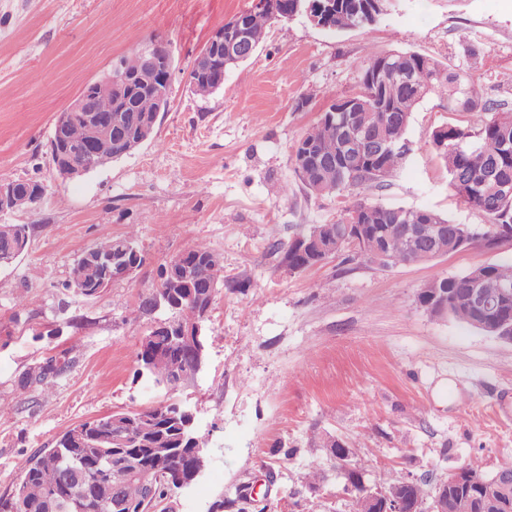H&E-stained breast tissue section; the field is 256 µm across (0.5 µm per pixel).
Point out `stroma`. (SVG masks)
<instances>
[{
    "label": "stroma",
    "instance_id": "stroma-1",
    "mask_svg": "<svg viewBox=\"0 0 512 512\" xmlns=\"http://www.w3.org/2000/svg\"><path fill=\"white\" fill-rule=\"evenodd\" d=\"M253 0H0V181L39 179L44 202L0 215L26 224L30 244L0 266V496L21 460L66 429L172 399L187 404L209 464L173 512H211L240 482L274 470L272 501L302 512H349L338 477L304 492L308 464L340 439L370 482L406 473L428 486L470 460L512 466V344L417 302L437 277L511 263L512 243L469 248L393 268L345 251L294 272L269 247L339 221L350 198L308 193L293 170L297 141L334 101L356 92L367 54L413 51L469 71L483 98L512 102V0H396L374 25L331 32L305 18L271 26L254 57L210 96L189 71L211 33ZM174 58L170 106L155 139L75 179L46 154L55 118L88 82L149 39ZM478 115L431 94L412 115L411 152L384 188L361 198L483 223L448 185L429 135ZM135 234L144 257L129 279L92 296L68 289L74 260ZM206 244L244 290H219L204 323L200 369L176 391L134 378L154 319L140 297L175 253ZM54 360L49 391L25 376ZM296 449L295 457L272 448Z\"/></svg>",
    "mask_w": 512,
    "mask_h": 512
}]
</instances>
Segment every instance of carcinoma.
I'll use <instances>...</instances> for the list:
<instances>
[{
	"label": "carcinoma",
	"mask_w": 512,
	"mask_h": 512,
	"mask_svg": "<svg viewBox=\"0 0 512 512\" xmlns=\"http://www.w3.org/2000/svg\"><path fill=\"white\" fill-rule=\"evenodd\" d=\"M362 0H336V11L327 20V30L343 32L350 24L361 21ZM247 31L259 40H265L272 21L268 12L253 9L242 15ZM236 63L224 59V66L216 67L207 76L189 73V83L195 93L210 95L224 83V74ZM439 92L447 100L450 112H477L482 119L474 126L448 124L433 130L430 142L443 158L448 170V184L464 205L481 212L489 221L484 226L459 224L447 216L428 209L405 206H381L364 199L355 200L339 220L341 224H367L386 233L388 261L385 266L413 261V253L402 227L405 224L448 225V251L482 239L492 245L491 227H512V194L503 193L499 185L512 183V107L506 102L483 99L480 90L467 73L452 69L442 62L416 52L396 51L386 55L371 54L364 61L360 79V93L353 97L351 110L333 115L323 112L298 140L296 159L303 161L294 172L303 187L317 195L338 194L364 186L381 185L388 173L409 154L410 142L406 138L412 114L430 92ZM88 98L95 109L110 119L115 129L126 130V136L100 139L95 145L94 160L108 163L142 137L138 130H130L134 115L151 116L157 110L160 97L171 95V88L161 80L145 92H136L128 110L114 103L111 97L99 94L97 88L87 89ZM360 133L377 137L387 148L377 157L361 152V147L349 152L344 146L342 130L346 126ZM89 113L74 112L64 126L58 142H49L48 155L52 164L58 162L61 144L81 143L88 138ZM330 163H325V160ZM42 181L26 179L16 181L17 198L21 206L35 205V195ZM29 226L26 224H0V258L20 248H28ZM122 245L136 246L133 237L109 239L94 246L96 255L108 257L116 254ZM281 254V262L288 269L300 272L315 267L319 260L305 257L292 250V245H274ZM218 287L235 291L247 283L224 279V265L210 263L190 264L187 283L196 286L192 300H185V288L168 284L165 270H160L159 284L150 294L160 298L172 322L188 327L208 315L214 297L200 287L211 279ZM104 279L103 271L93 262L77 258L72 266L68 288L81 287L83 294L94 295ZM512 286V264H480L466 272L448 277V315L483 331L485 326L502 325L505 333L512 334V295L501 300L496 319L489 320L473 306L471 292L478 288L492 299L500 290ZM198 371V365L188 351L187 344L159 332L141 345L136 355L134 377L146 375L156 386L173 391ZM61 369L48 361L27 374L24 383L50 385V379ZM188 408L178 403H159L140 411L115 412L111 415L82 422L65 432L54 446L22 461L20 487L24 508L16 505L12 495L0 496V512H71L66 507V496L85 497L82 512H101L100 505L112 500L124 502L120 512H155L171 497L174 474H187L194 460L195 449L203 443L198 432L181 437L177 422L167 416L175 410ZM112 432L123 438L116 447L100 448L96 437ZM81 435L84 443L71 448L68 442ZM327 461L343 479V492L351 512H365L361 483L365 468L354 460L353 449L334 440L326 444ZM145 473L153 481L152 495L136 474ZM326 477L323 464L314 460L308 464L306 488L315 489ZM383 488L396 487L408 512H426L431 504L424 483L400 484V481L381 482ZM512 506V485L506 488L489 486L477 489L465 481L448 490V512H507L503 503ZM226 512H278L277 507L250 495V485L244 482L224 497Z\"/></svg>",
	"instance_id": "cac0c4a2"
}]
</instances>
